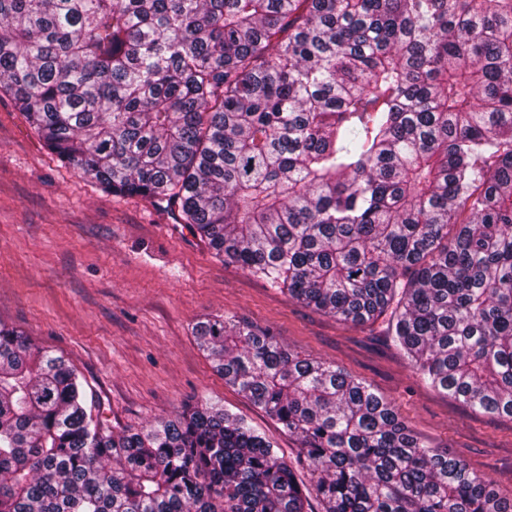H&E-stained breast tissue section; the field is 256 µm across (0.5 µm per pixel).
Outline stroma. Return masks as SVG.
<instances>
[{"label": "stroma", "instance_id": "stroma-1", "mask_svg": "<svg viewBox=\"0 0 512 512\" xmlns=\"http://www.w3.org/2000/svg\"><path fill=\"white\" fill-rule=\"evenodd\" d=\"M215 315L368 383L423 443L512 495V419L473 411L421 381L384 320L353 325L307 307L225 263L176 212L78 177L0 95V323L68 360L112 431L207 402L295 462L297 438L225 385L200 348L193 328Z\"/></svg>", "mask_w": 512, "mask_h": 512}]
</instances>
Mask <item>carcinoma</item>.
I'll return each instance as SVG.
<instances>
[{"instance_id":"1","label":"carcinoma","mask_w":512,"mask_h":512,"mask_svg":"<svg viewBox=\"0 0 512 512\" xmlns=\"http://www.w3.org/2000/svg\"><path fill=\"white\" fill-rule=\"evenodd\" d=\"M0 92L59 162L512 418V0H0ZM208 403L115 433L0 324V512H512L327 362L227 316Z\"/></svg>"}]
</instances>
